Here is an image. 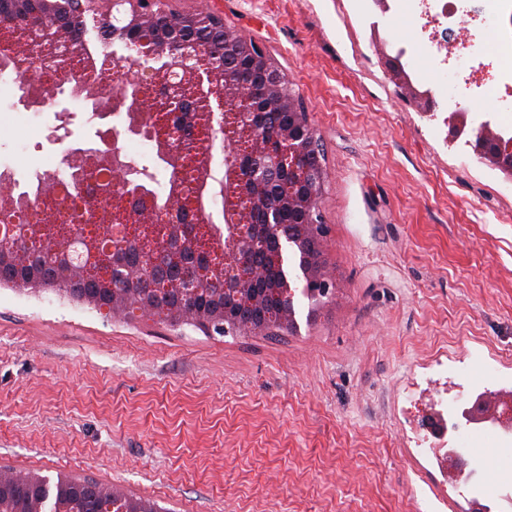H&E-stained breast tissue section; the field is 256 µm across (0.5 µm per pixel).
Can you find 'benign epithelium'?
<instances>
[{
	"mask_svg": "<svg viewBox=\"0 0 512 512\" xmlns=\"http://www.w3.org/2000/svg\"><path fill=\"white\" fill-rule=\"evenodd\" d=\"M12 13L17 17L15 27L0 26V47L9 49L13 55L30 60L17 75L19 103L29 109L45 106V99L37 93L52 88L49 76L62 85L67 80L60 61L75 53L74 40L62 28L44 24L30 31L24 28L29 13H38L50 19L54 16L57 0H10ZM107 3L105 14H112V7L118 3L129 5L128 16L121 26L123 37L138 42L143 32L153 26L157 17L164 16L170 23V37L153 47L147 57L160 62L166 48L176 49L165 66L158 68L147 64L118 65V74L112 86L97 85L101 96L107 99L106 106L97 113L104 123L112 118L124 117L121 127H112V137L100 136L99 141H84L69 147L64 156L67 168L78 167L77 173L99 158H105L108 171L99 179L95 201L80 208L78 216L70 214L68 201L52 198L48 201L37 199L33 217L27 224L0 225V268H22L28 265L27 253L12 245L22 239L27 245H35L56 258L61 272L73 281L84 278L86 267H92L99 279L115 282L127 278L134 269L119 265L113 257L112 240L125 238L133 243L137 251L149 256L153 263H159L176 252L189 250L204 260L208 277L194 279L185 275L168 283V291L179 298L180 304L191 305L193 315L181 316L180 309L172 312L170 322L174 325L190 324L205 332L213 325L222 323L224 331L241 335L269 334L272 330H290L294 326L295 289L288 279H283L277 291L281 299L288 301V313L276 324L255 326L251 321L238 315L230 316L224 305L212 293L211 285L217 282L236 285L235 292L244 307L253 310L263 306L264 295L254 288L260 279L259 272L251 266V258L257 249L258 239L251 224L252 213L260 206V198L273 184L279 182L283 173L292 177L298 173L295 158L304 145L317 137L307 113L302 111V102L281 95L282 85L288 81L277 64L254 42L224 27V36L233 40L240 57L253 67L268 74L271 83L265 93L267 105L276 107L288 116V123L280 129V147L276 151L259 147L255 127L250 120L257 111L252 106L256 93L235 82L232 72L224 63L210 64L203 57L204 49L197 43L182 38L185 28L198 29L203 19L210 17L220 21L217 15L176 14L158 7L159 0H86L82 8L100 12L98 4ZM403 53L387 56L384 67L389 72L402 74L398 88L401 95L414 108L427 114L433 111V96L428 90L416 87L401 62ZM170 91L171 106L180 105L185 99L198 95L202 90L217 102V108H208L201 129V145L207 147L205 154L182 146L185 133L177 126L162 129L154 120L159 109L156 106L159 89ZM219 125L226 130L224 148L227 154L224 163V183L221 194L227 200L224 210V235L218 234V226L201 218L183 231L177 230L174 215L181 209L197 207V191L213 178L214 155L212 130ZM132 134L156 141L157 148L172 169V187L163 209H158L151 197L144 202L151 209L146 219L137 218L130 205L131 195L126 191L133 173V164L124 154L120 136ZM482 137L492 141L494 148L486 151L476 148L481 161L503 173L512 181V136L494 133L486 128ZM251 183V191L240 190L243 182ZM326 181L324 169H319L314 181L308 182L300 176L297 190L289 200L292 206L309 216V223L299 227V233L288 237L286 243L278 244L274 251L275 263H285L284 254H293L299 270L297 279L303 282L302 290L311 296L316 287L329 281L324 267V230L316 216L320 213L321 198ZM103 309L127 318L147 316L153 312L152 300L145 296H132L121 288L111 289V297ZM481 425L498 427L512 433V397L492 399L487 392L477 394L460 411L459 421L452 429L460 426ZM30 491L38 494L32 499L30 512H42L41 504L51 498L52 512H71L66 492L78 488L76 480L60 476L49 486V480L37 472L25 474ZM98 505L94 512H165L156 503L134 498L112 491L104 484L95 488Z\"/></svg>",
	"mask_w": 512,
	"mask_h": 512,
	"instance_id": "1",
	"label": "benign epithelium"
}]
</instances>
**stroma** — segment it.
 <instances>
[{"label": "stroma", "instance_id": "obj_1", "mask_svg": "<svg viewBox=\"0 0 512 512\" xmlns=\"http://www.w3.org/2000/svg\"><path fill=\"white\" fill-rule=\"evenodd\" d=\"M213 12L288 75L324 148V260L337 290L296 332L208 336L133 321L57 290L0 287V467L85 475L168 512H466L469 479L428 458L439 399L512 389V181L468 145L500 128L498 98L462 84L448 138L417 23L361 19L355 0H164ZM381 43H373L372 31ZM401 54L434 90L426 116L383 65ZM55 109L0 82V170L20 183L62 166Z\"/></svg>", "mask_w": 512, "mask_h": 512}]
</instances>
